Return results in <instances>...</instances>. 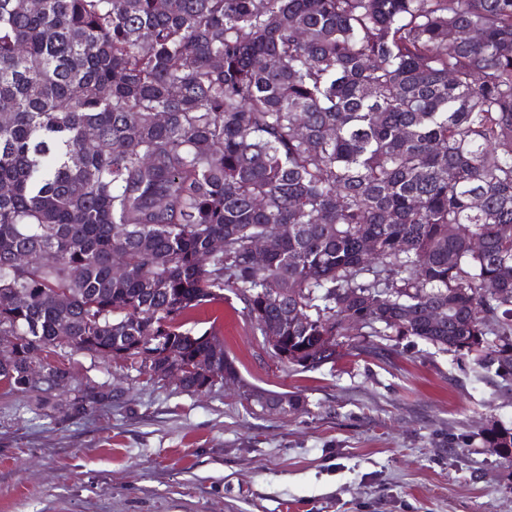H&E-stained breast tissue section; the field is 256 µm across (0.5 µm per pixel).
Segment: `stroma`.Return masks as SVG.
<instances>
[{
	"label": "stroma",
	"instance_id": "stroma-1",
	"mask_svg": "<svg viewBox=\"0 0 512 512\" xmlns=\"http://www.w3.org/2000/svg\"><path fill=\"white\" fill-rule=\"evenodd\" d=\"M188 322L240 382L190 393L62 345L71 390L0 383V512H512V463L479 435L512 429V380L409 336L287 372L229 292ZM89 383L111 400L70 410ZM246 385L305 405L252 408Z\"/></svg>",
	"mask_w": 512,
	"mask_h": 512
}]
</instances>
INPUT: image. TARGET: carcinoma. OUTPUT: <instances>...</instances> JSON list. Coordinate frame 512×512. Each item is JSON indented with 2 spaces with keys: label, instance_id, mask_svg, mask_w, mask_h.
Masks as SVG:
<instances>
[{
  "label": "carcinoma",
  "instance_id": "1",
  "mask_svg": "<svg viewBox=\"0 0 512 512\" xmlns=\"http://www.w3.org/2000/svg\"><path fill=\"white\" fill-rule=\"evenodd\" d=\"M22 2L0 0V382L36 388L32 359L67 387L41 358L60 331L140 375L167 351L189 392L235 380L183 322L226 289L292 370L413 336L512 379V0ZM481 437L512 461V429Z\"/></svg>",
  "mask_w": 512,
  "mask_h": 512
}]
</instances>
